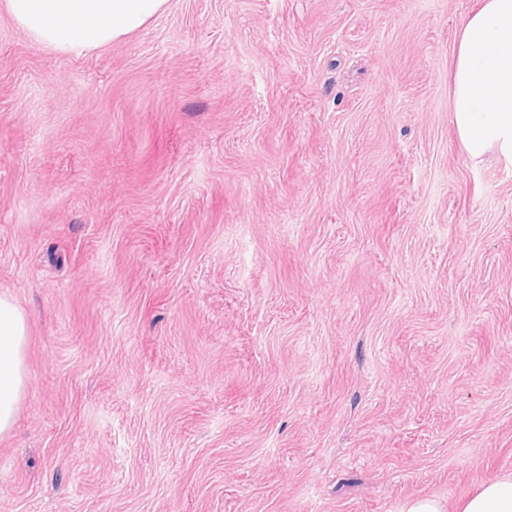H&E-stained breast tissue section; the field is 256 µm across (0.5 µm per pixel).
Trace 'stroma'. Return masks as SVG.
Segmentation results:
<instances>
[{
    "instance_id": "35a3bbf8",
    "label": "stroma",
    "mask_w": 512,
    "mask_h": 512,
    "mask_svg": "<svg viewBox=\"0 0 512 512\" xmlns=\"http://www.w3.org/2000/svg\"><path fill=\"white\" fill-rule=\"evenodd\" d=\"M479 0L0 11V512H400L512 471V161L448 108ZM168 0H2L0 9L31 41L83 55L117 41L166 10ZM29 326L14 298L0 294V437L9 435L26 393Z\"/></svg>"
}]
</instances>
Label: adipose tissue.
<instances>
[{"label":"adipose tissue","instance_id":"adipose-tissue-1","mask_svg":"<svg viewBox=\"0 0 512 512\" xmlns=\"http://www.w3.org/2000/svg\"><path fill=\"white\" fill-rule=\"evenodd\" d=\"M168 0H0L31 41L82 55L117 41L165 11ZM449 107L464 152L475 161L512 159V0H480L457 34ZM29 326L0 294V437L9 435L26 393ZM460 512H512V471L481 484Z\"/></svg>","mask_w":512,"mask_h":512}]
</instances>
